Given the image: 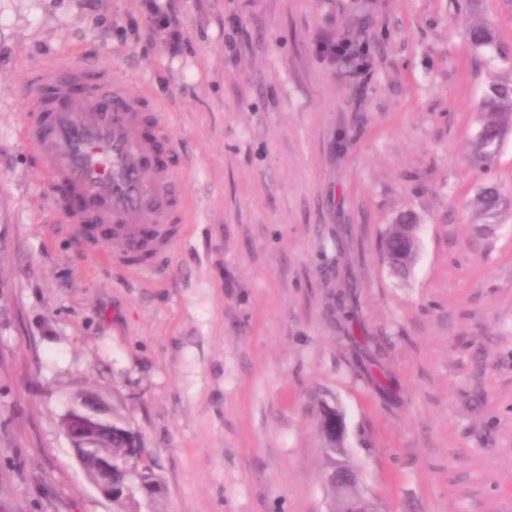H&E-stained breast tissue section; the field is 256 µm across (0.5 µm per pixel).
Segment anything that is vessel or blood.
<instances>
[{
	"instance_id": "1",
	"label": "vessel or blood",
	"mask_w": 512,
	"mask_h": 512,
	"mask_svg": "<svg viewBox=\"0 0 512 512\" xmlns=\"http://www.w3.org/2000/svg\"><path fill=\"white\" fill-rule=\"evenodd\" d=\"M47 118L22 135L42 158L48 182L81 192L88 208L73 213L74 236L89 252L126 267L135 257L154 267L188 236L183 198L175 190L172 114L148 93L112 84V107L92 112L100 83L75 67L44 72L36 83ZM152 125L153 139L141 136Z\"/></svg>"
}]
</instances>
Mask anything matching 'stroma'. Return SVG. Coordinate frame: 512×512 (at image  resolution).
I'll use <instances>...</instances> for the list:
<instances>
[{
    "label": "stroma",
    "instance_id": "obj_1",
    "mask_svg": "<svg viewBox=\"0 0 512 512\" xmlns=\"http://www.w3.org/2000/svg\"><path fill=\"white\" fill-rule=\"evenodd\" d=\"M157 5L179 54L141 0H0V512H328L322 402L378 512H512V131L491 164L467 152L512 79V0ZM479 19L495 48L468 49ZM64 65L173 113L192 230L162 267L87 254L46 198L20 130ZM406 214L399 276L381 246ZM85 390L155 493L90 483L61 427ZM143 8L148 15L151 26L167 35L173 54L180 52L181 33L174 23V19L168 14L161 11L155 4L154 0H143ZM477 202L481 216L486 219L494 218L502 206L498 189L494 186H484L477 194Z\"/></svg>",
    "mask_w": 512,
    "mask_h": 512
}]
</instances>
